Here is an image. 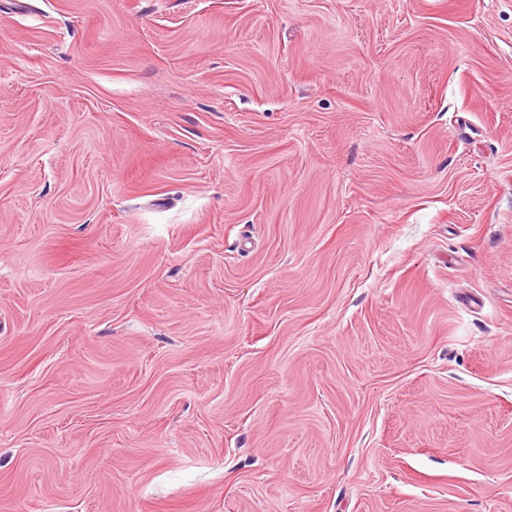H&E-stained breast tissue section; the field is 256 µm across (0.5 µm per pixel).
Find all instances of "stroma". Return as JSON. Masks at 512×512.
Masks as SVG:
<instances>
[{"mask_svg":"<svg viewBox=\"0 0 512 512\" xmlns=\"http://www.w3.org/2000/svg\"><path fill=\"white\" fill-rule=\"evenodd\" d=\"M0 512H512V0H0Z\"/></svg>","mask_w":512,"mask_h":512,"instance_id":"stroma-1","label":"stroma"}]
</instances>
